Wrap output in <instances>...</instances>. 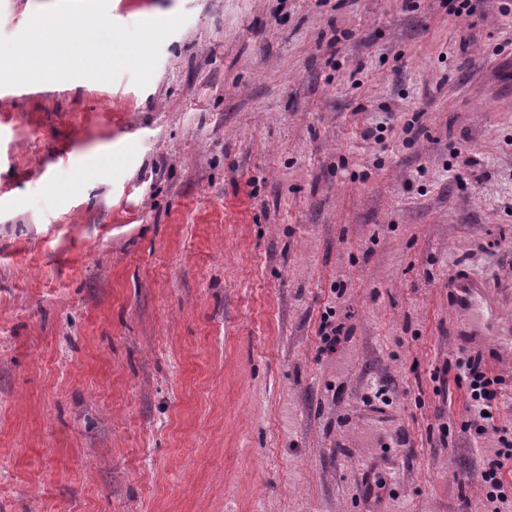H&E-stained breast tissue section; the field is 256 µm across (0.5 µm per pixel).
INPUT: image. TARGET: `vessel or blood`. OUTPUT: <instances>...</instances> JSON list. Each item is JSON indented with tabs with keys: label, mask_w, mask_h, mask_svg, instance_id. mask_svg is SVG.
Returning <instances> with one entry per match:
<instances>
[{
	"label": "vessel or blood",
	"mask_w": 512,
	"mask_h": 512,
	"mask_svg": "<svg viewBox=\"0 0 512 512\" xmlns=\"http://www.w3.org/2000/svg\"><path fill=\"white\" fill-rule=\"evenodd\" d=\"M448 302L458 313L457 335L467 333L470 324H478L482 335H504L499 318V304L494 290L485 280L473 275L467 268H457L448 281Z\"/></svg>",
	"instance_id": "b4317fda"
}]
</instances>
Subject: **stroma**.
Listing matches in <instances>:
<instances>
[{
    "label": "stroma",
    "mask_w": 512,
    "mask_h": 512,
    "mask_svg": "<svg viewBox=\"0 0 512 512\" xmlns=\"http://www.w3.org/2000/svg\"><path fill=\"white\" fill-rule=\"evenodd\" d=\"M108 13L186 14L146 87L0 92V512H486L512 345L448 278L512 316V0ZM448 303L458 313L456 336H510L499 318L494 290L485 280L459 267L448 280ZM475 322L481 330H467ZM464 379L467 385L469 398V411L473 415V427L477 436L485 435L492 430L498 435L499 448L494 457L483 462L481 477L487 492V501L495 504L492 512H500L501 507L508 501L504 474L512 470V441L507 437L508 429L495 424L493 413V401L497 399L498 391L494 388L497 384L495 378L488 376L481 364L480 358H468L463 363ZM489 413V416H484Z\"/></svg>",
    "instance_id": "stroma-1"
}]
</instances>
